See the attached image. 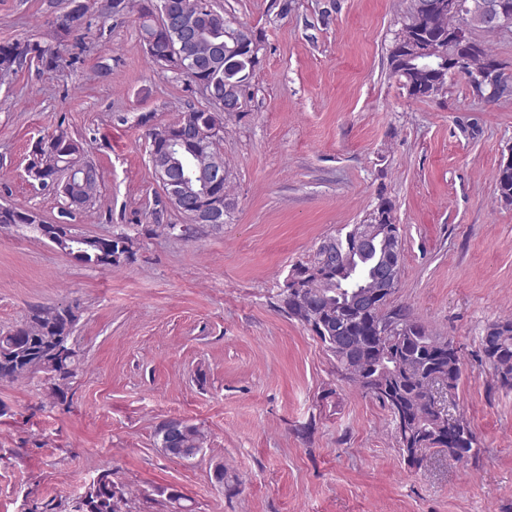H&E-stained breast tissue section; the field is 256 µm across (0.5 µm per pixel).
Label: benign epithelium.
Wrapping results in <instances>:
<instances>
[{
	"label": "benign epithelium",
	"instance_id": "1",
	"mask_svg": "<svg viewBox=\"0 0 512 512\" xmlns=\"http://www.w3.org/2000/svg\"><path fill=\"white\" fill-rule=\"evenodd\" d=\"M444 6L448 8V14L458 19L457 25L452 29L453 38L448 42V48L435 44H423L415 49L414 55L434 62L441 76L451 77L455 74H463L466 78L490 77V80L498 79L499 71L497 63L487 61L483 70L471 73L469 67L471 57L475 52L477 41L475 32L484 29L487 25L494 26L500 32H512V0H444L437 3L430 0L424 5L423 17L429 18L435 10ZM145 11L151 15L155 22V30L158 35L175 36L168 55L162 59L161 66L173 73H183L195 64L197 55L195 48L209 40H215L212 48L222 51L230 49L238 50L240 47L250 45L252 55H262L265 52L264 43L258 41L250 33L240 26L234 25V21L226 18L214 9L212 2H207L204 13L208 14V21L204 27L196 24L194 18L188 16L173 0H145ZM86 17L85 0H69L66 9L59 14L54 26L57 34L66 38L76 33L82 26ZM250 79L246 78L241 83L239 97L235 99H212L213 107L210 111L242 112L247 106L246 85ZM140 124L145 128L150 143L153 146H162V152L167 158H172L176 147L184 143V139L192 137L197 140L195 156L202 158L204 155L214 156L210 165L197 164L191 173L182 178L172 177V172L165 168L153 169L156 179L163 186V193L167 201L175 208H181L186 202L187 195H192L194 206L191 217L194 227H208L218 230L226 223L230 214V206L224 201V195L219 192V187L224 179L229 177L228 170L219 158V153L208 148V145H216L221 138L222 129L214 126L211 129H200L192 120L171 128L165 125L153 123L150 117L143 116ZM72 172L81 175V179L75 181L68 179L57 190L67 198L75 207L83 206L82 194L90 184V163L85 161L84 153L80 146H75L74 156L71 157ZM372 221L366 224H357L344 234L345 241L353 249H368L374 246L375 241L382 242L381 253L374 277V285L364 297L377 306L378 323L375 324V335L382 338L404 333L407 326L395 321L386 320L383 314L398 288L402 273L401 231L400 225L382 224L377 211L371 212ZM36 230L46 238L61 253L72 256V252L80 245L90 240V237L75 232H58L48 234L43 225H36ZM339 241L336 237H329L321 245L323 262L308 266V277L318 279L322 276L323 264L332 263L337 259ZM447 391V381L441 376H436L434 394L430 408L431 418L437 423V434L434 439L443 443H452L463 437L455 420L448 414V410L439 403L437 394Z\"/></svg>",
	"mask_w": 512,
	"mask_h": 512
}]
</instances>
